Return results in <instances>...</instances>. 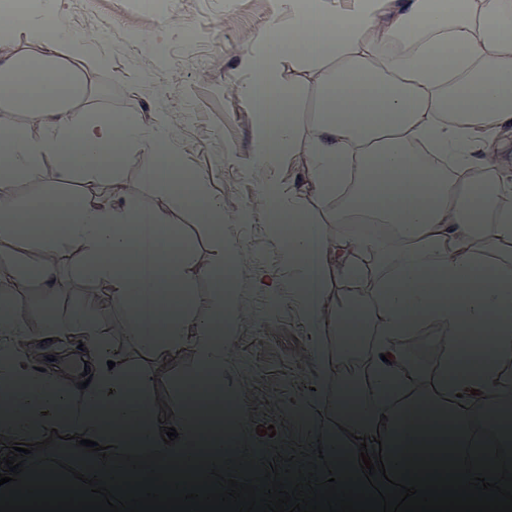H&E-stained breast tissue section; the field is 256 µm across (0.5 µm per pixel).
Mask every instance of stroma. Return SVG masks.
Wrapping results in <instances>:
<instances>
[{
    "mask_svg": "<svg viewBox=\"0 0 512 512\" xmlns=\"http://www.w3.org/2000/svg\"><path fill=\"white\" fill-rule=\"evenodd\" d=\"M174 18L176 26L165 23ZM289 0H168L166 15L152 0H65L57 24L66 39L105 65L95 74L99 100L116 113L150 107L180 132L171 146L177 158L211 174L213 196L247 241L259 234L261 217L249 204L264 176L254 165L253 107L246 92L251 58L264 53L262 33L287 31ZM252 291L239 300L244 313L232 333L238 344L224 350L236 388L251 399L252 425L269 424L271 449L303 466L306 451L291 445L294 417L313 370L305 328L293 317L268 253L250 251Z\"/></svg>",
    "mask_w": 512,
    "mask_h": 512,
    "instance_id": "obj_1",
    "label": "stroma"
}]
</instances>
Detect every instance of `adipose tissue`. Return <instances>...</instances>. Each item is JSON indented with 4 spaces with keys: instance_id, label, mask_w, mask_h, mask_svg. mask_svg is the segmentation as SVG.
Segmentation results:
<instances>
[{
    "instance_id": "ef3b65f1",
    "label": "adipose tissue",
    "mask_w": 512,
    "mask_h": 512,
    "mask_svg": "<svg viewBox=\"0 0 512 512\" xmlns=\"http://www.w3.org/2000/svg\"><path fill=\"white\" fill-rule=\"evenodd\" d=\"M335 12L319 0L318 24L295 19L288 37L264 32L267 53L248 93L258 105L256 164L267 178L252 199L264 216L290 308L314 354L311 421L298 435L307 469L320 481L360 470L359 443H383L386 468L405 459L390 442L413 431L417 413L447 412L462 459L495 461L503 439L493 409L512 390V0H352ZM458 52L442 62L438 42ZM287 66L288 85L273 73ZM82 49L0 15V108L25 114L0 124V286L22 323L0 335L11 358L0 368L19 388L0 424V458L40 443L24 458L29 481H57L86 456L79 439L106 449L86 477L107 469L196 474L232 470L262 476L276 453L250 447V410L235 395V457L204 451L180 383L227 372L218 322L238 317L230 296L246 273V240L224 222L208 178L170 152L178 133L157 115H109L97 107ZM159 191L143 207L137 186L118 180L115 150ZM296 173L300 182L289 181ZM47 175L51 191L21 196L18 180ZM195 223H176L170 202ZM303 225L288 235L285 225ZM96 292L98 325L56 331L83 345L88 363L113 361L93 400L105 411L135 404L141 441L124 426L89 419L79 388L39 371L34 327L50 303ZM192 303H185V296ZM172 313L164 335H120L119 314L141 321L146 298ZM369 315L354 357L336 352L347 312ZM481 340L492 363L460 362L451 385L439 366L449 346ZM398 396L382 397L377 373ZM357 384L356 414H344L346 384ZM178 437L167 441L168 428Z\"/></svg>"
}]
</instances>
